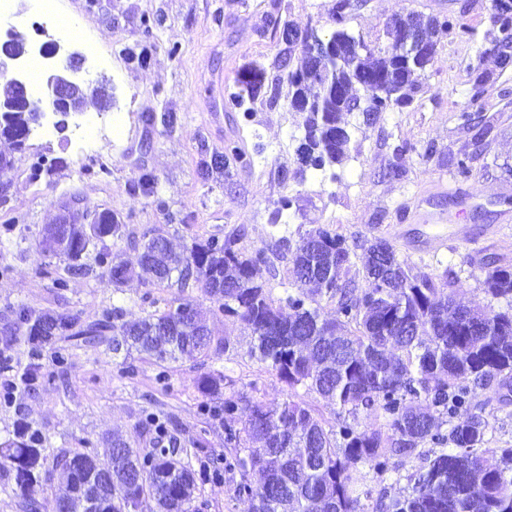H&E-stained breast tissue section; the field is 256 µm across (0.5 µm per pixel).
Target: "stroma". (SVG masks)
<instances>
[{
    "instance_id": "35a3bbf8",
    "label": "stroma",
    "mask_w": 512,
    "mask_h": 512,
    "mask_svg": "<svg viewBox=\"0 0 512 512\" xmlns=\"http://www.w3.org/2000/svg\"><path fill=\"white\" fill-rule=\"evenodd\" d=\"M335 0H59L58 9L71 22L84 23L69 44L84 59L82 75L106 80L114 102L71 120L65 131L44 134L35 126L28 148L13 169L0 173L9 183L10 199L0 207V225L15 215L24 223L0 236V351L28 363V347L12 336L14 314L24 304L43 312L69 309L83 323L104 310L123 306L127 319L146 316L180 296L190 297L209 317L219 337H230L233 351L214 362L184 359L172 363L165 381L158 366L132 355L112 357L105 345L62 340L64 364L45 363L32 389L14 404H0V442L13 437L18 424L38 427L46 435L49 455L81 447L101 446L103 436L123 435L141 451L153 436L140 421L155 413L167 420L169 437L186 446L204 437L212 457H223L224 423L209 408L221 400L200 394L195 378L218 369L236 390L276 406L287 389L278 378L252 361L251 336L240 323L218 313L216 302L201 289L146 285L133 279L120 288L98 279L75 278L54 287L44 264L64 266L63 257L39 253L41 229L53 223L61 200L79 196L84 204L109 211L126 226L112 250L136 264L141 235L154 228L174 248L194 238L224 234L245 225L246 250L267 246L276 203L289 195L293 205L283 220L307 231L333 225L348 240L385 234L418 275L449 273L452 289L463 304L481 309L504 302L484 290L491 268H512V68L499 69L489 54L492 0H353L347 29L374 47L387 45V23L408 14L420 19L449 18L453 31L433 36L436 55L418 78L411 104L381 113L372 124L349 117V158L325 174L299 165L296 148L303 134L301 118L288 107L286 71L279 66L284 46L275 33L278 22L290 21L299 31L315 30L326 38ZM154 17L144 26V16ZM465 34H458V27ZM148 52L147 64L137 60ZM262 68L265 86L249 116L226 108L236 80L249 68ZM490 74L476 88L477 71ZM281 96L269 102V85ZM177 116L173 130L160 122L163 113ZM237 146L249 163L201 179L203 161ZM62 164L39 181L29 179L36 155ZM469 155L470 173L458 174L454 160ZM400 164L401 177L388 176L389 164ZM157 177L154 195L137 185L140 166ZM167 208L159 210L153 197ZM175 223H168V216ZM465 224L478 234V245L459 242L434 252L423 243ZM488 421L487 448H512V402L498 400L497 388L480 391L471 404ZM392 470L377 474L363 469L357 492L366 512L378 497L401 494L404 475L419 459L392 460ZM189 512H249L232 496L229 485L198 486Z\"/></svg>"
}]
</instances>
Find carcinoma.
Returning a JSON list of instances; mask_svg holds the SVG:
<instances>
[{
	"label": "carcinoma",
	"instance_id": "1",
	"mask_svg": "<svg viewBox=\"0 0 512 512\" xmlns=\"http://www.w3.org/2000/svg\"><path fill=\"white\" fill-rule=\"evenodd\" d=\"M493 0L491 51L502 55L512 43V8ZM353 8L337 0L332 8L337 50L330 66L314 65L287 72L292 93L308 104L291 108L303 115L304 136L297 147L301 164L323 170L347 157L351 133L345 116L360 101L375 116L411 102L421 67L406 68L390 48L356 53L342 24ZM286 51L305 48V37L290 23L278 26ZM241 90L229 95V105L243 110L254 100L255 85L237 79ZM348 93L347 100L336 88ZM98 103L109 104L104 87L94 90ZM88 91L74 88L69 98L85 107ZM1 101L12 106L0 114V140L13 154H0V172L14 167L15 154L27 150L31 126L42 112H33L7 84ZM244 154L233 147L214 157L204 175L228 170ZM124 225L107 211L71 208L55 224L44 227L39 242L44 256H64L62 272L53 285L65 288L73 278L94 276L115 287L132 274L118 254L104 244L122 236ZM241 224L222 236L195 240L176 253L168 239L147 229L142 233L139 265L148 283H176L199 288L218 304L227 319L241 323L253 337L249 357L288 387L280 406L232 391L213 416L224 415L225 447L231 459L224 470L240 475L233 495L249 503L250 512H365L356 495V474L368 466L382 475L390 460L417 456L423 464L406 476L409 493L390 499L377 512H512V448L501 449L497 462L484 456L487 420L474 412L454 422L478 391L494 380L512 391V268L495 267L484 280L485 292L507 300L504 310L474 309L456 301L448 275L419 276L381 233L356 240L364 253L357 265L347 238L330 225L304 233L283 234L268 247L245 250ZM95 249L93 262L84 257ZM289 257L293 288L274 296L270 281L260 276L273 268L272 258ZM369 288L358 292L357 278ZM334 306L328 316L322 302ZM16 331L22 333L31 356L53 354L64 337L97 343L108 337L112 356L136 350L157 364L183 357L218 359L234 348L229 337L213 335L207 317L188 298L137 321L124 320L114 306L86 326L79 314L64 309L42 314L21 305L15 311ZM224 373L200 374L195 387L205 396L220 395ZM316 392L336 405L330 424L304 400L298 389ZM361 412L382 424L361 429ZM245 414L242 427L235 418ZM433 449L423 450L426 443ZM108 451L99 456L86 445L56 458L44 468L47 438L38 428L21 426L14 438L0 442V468L14 474L16 492L26 495L38 482L49 484L52 507L62 512H137L149 498L159 512H187L196 483H215L200 440L191 447L159 442L147 453L120 437L106 439Z\"/></svg>",
	"mask_w": 512,
	"mask_h": 512
}]
</instances>
